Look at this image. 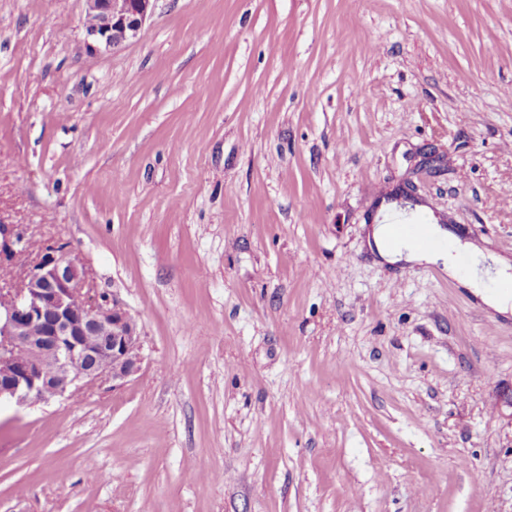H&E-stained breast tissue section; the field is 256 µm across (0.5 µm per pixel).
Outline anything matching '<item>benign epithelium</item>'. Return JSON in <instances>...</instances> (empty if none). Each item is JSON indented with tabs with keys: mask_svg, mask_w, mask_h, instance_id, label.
I'll return each instance as SVG.
<instances>
[{
	"mask_svg": "<svg viewBox=\"0 0 512 512\" xmlns=\"http://www.w3.org/2000/svg\"><path fill=\"white\" fill-rule=\"evenodd\" d=\"M155 0H85L84 43L114 50L142 36ZM14 224H0V266L29 251ZM143 362L141 333L116 299L86 289L77 252L46 249L18 288L0 289V400L17 404L62 397L82 383L123 381Z\"/></svg>",
	"mask_w": 512,
	"mask_h": 512,
	"instance_id": "obj_1",
	"label": "benign epithelium"
}]
</instances>
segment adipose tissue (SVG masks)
Masks as SVG:
<instances>
[{
	"instance_id": "1",
	"label": "adipose tissue",
	"mask_w": 512,
	"mask_h": 512,
	"mask_svg": "<svg viewBox=\"0 0 512 512\" xmlns=\"http://www.w3.org/2000/svg\"><path fill=\"white\" fill-rule=\"evenodd\" d=\"M412 207H399L393 202H381L374 222L367 231V246L379 264L396 266L402 263H434L441 265L449 276H462L464 284L494 313H512V261L484 250L471 242L456 237L441 224L427 225L429 237L444 241L441 250L424 248L412 238L393 240L391 224L402 217L414 216ZM467 253L469 266L466 273H459L456 256Z\"/></svg>"
}]
</instances>
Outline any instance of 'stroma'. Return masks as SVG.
Here are the masks:
<instances>
[{"label": "stroma", "instance_id": "obj_1", "mask_svg": "<svg viewBox=\"0 0 512 512\" xmlns=\"http://www.w3.org/2000/svg\"><path fill=\"white\" fill-rule=\"evenodd\" d=\"M0 0V224L140 371L0 404V512H512V316L377 264L401 186L512 260V0ZM84 43L89 50H114L142 36L156 0H84Z\"/></svg>", "mask_w": 512, "mask_h": 512}]
</instances>
